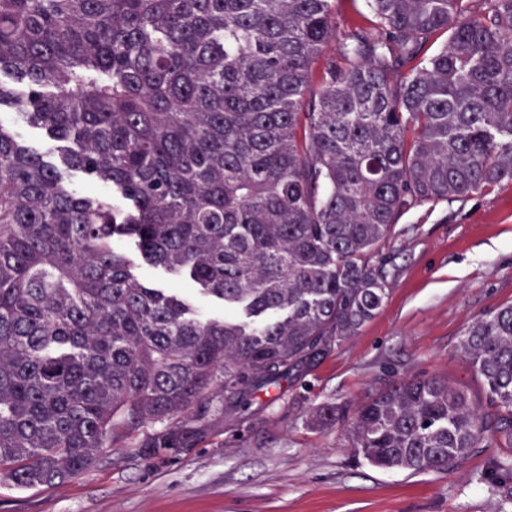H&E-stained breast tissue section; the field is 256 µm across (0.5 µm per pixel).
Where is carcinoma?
Returning a JSON list of instances; mask_svg holds the SVG:
<instances>
[{"instance_id": "carcinoma-1", "label": "carcinoma", "mask_w": 512, "mask_h": 512, "mask_svg": "<svg viewBox=\"0 0 512 512\" xmlns=\"http://www.w3.org/2000/svg\"><path fill=\"white\" fill-rule=\"evenodd\" d=\"M336 2L0 0V112L58 142L0 121L1 482L193 447L376 315L402 215L512 181V0H364L345 28ZM459 355L485 411L433 377L310 424L351 418L379 469L511 448L512 304ZM11 130L21 136L27 143L45 152L52 150L56 143L49 140L40 130L29 126L16 115L12 116L10 123Z\"/></svg>"}]
</instances>
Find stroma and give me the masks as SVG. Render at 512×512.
I'll return each instance as SVG.
<instances>
[{"mask_svg":"<svg viewBox=\"0 0 512 512\" xmlns=\"http://www.w3.org/2000/svg\"><path fill=\"white\" fill-rule=\"evenodd\" d=\"M392 275L382 308L306 372L258 393L194 447L156 457L110 448L51 488L0 482V512H512L499 448L450 473L381 470L358 459L344 425L308 426L320 404H354L413 377L481 395L458 343L475 317L512 303V182L399 218L383 250Z\"/></svg>","mask_w":512,"mask_h":512,"instance_id":"1","label":"stroma"}]
</instances>
